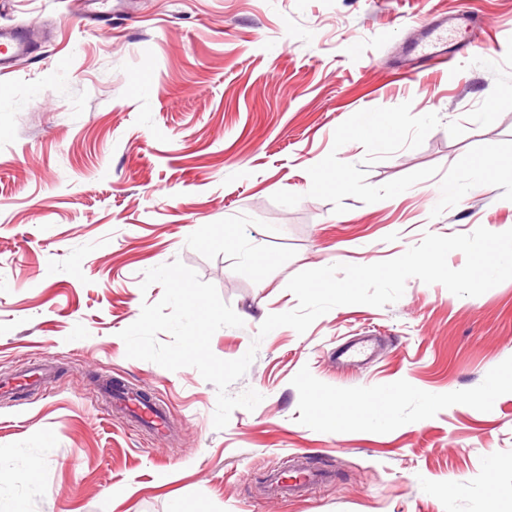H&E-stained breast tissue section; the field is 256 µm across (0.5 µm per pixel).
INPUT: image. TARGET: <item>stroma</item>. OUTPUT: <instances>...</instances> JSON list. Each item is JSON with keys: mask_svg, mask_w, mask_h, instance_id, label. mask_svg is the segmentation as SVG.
Returning <instances> with one entry per match:
<instances>
[{"mask_svg": "<svg viewBox=\"0 0 512 512\" xmlns=\"http://www.w3.org/2000/svg\"><path fill=\"white\" fill-rule=\"evenodd\" d=\"M468 6L466 54L405 77L420 27ZM33 52L0 75V472L16 512H512V280L477 297L408 279L305 333L298 272L392 259L424 234L512 229V0H0ZM494 178L485 188L483 176ZM181 260L257 355L213 426L192 367L120 337ZM372 359L336 360L354 337ZM130 387L155 431L102 396ZM307 453L325 481L268 500ZM44 458L42 448H23L7 464V468L22 477H31L35 474L39 463Z\"/></svg>", "mask_w": 512, "mask_h": 512, "instance_id": "35a3bbf8", "label": "stroma"}]
</instances>
